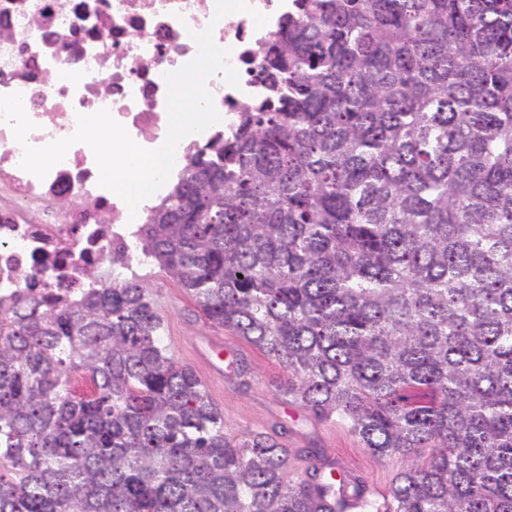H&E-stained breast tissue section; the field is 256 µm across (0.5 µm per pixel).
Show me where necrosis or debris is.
<instances>
[{
  "mask_svg": "<svg viewBox=\"0 0 512 512\" xmlns=\"http://www.w3.org/2000/svg\"><path fill=\"white\" fill-rule=\"evenodd\" d=\"M268 22L256 27L239 12L214 20V0H0V95L21 93L35 128L27 144L70 136L77 115L109 110L130 137L158 148L168 131L167 72L193 59V33L213 26L228 49L237 85L222 75L207 82L220 124L183 138L173 175L189 158L237 126L239 110L263 95L254 79L260 49L275 40L292 0H249ZM22 144L0 121V310L19 294L75 297L112 280V258L141 265L136 225L168 196L161 187L137 212L100 187L91 148L74 144L45 178L23 170Z\"/></svg>",
  "mask_w": 512,
  "mask_h": 512,
  "instance_id": "obj_1",
  "label": "necrosis or debris"
}]
</instances>
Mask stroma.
Masks as SVG:
<instances>
[{
	"instance_id": "35a3bbf8",
	"label": "stroma",
	"mask_w": 512,
	"mask_h": 512,
	"mask_svg": "<svg viewBox=\"0 0 512 512\" xmlns=\"http://www.w3.org/2000/svg\"><path fill=\"white\" fill-rule=\"evenodd\" d=\"M143 273L167 323L165 344L180 363L193 367L202 378L224 414L226 433L235 435L248 427H284L289 448L321 449L345 474L386 491L392 474L400 465L398 458H371L343 426L318 420L300 405L281 399L275 387L284 381L286 373L277 362L238 337L211 328L195 302L158 267L144 268ZM208 336L221 341L225 349L247 361L250 372L246 380L214 370L204 343Z\"/></svg>"
}]
</instances>
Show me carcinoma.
I'll use <instances>...</instances> for the list:
<instances>
[{"mask_svg":"<svg viewBox=\"0 0 512 512\" xmlns=\"http://www.w3.org/2000/svg\"><path fill=\"white\" fill-rule=\"evenodd\" d=\"M257 77L138 240L389 490L224 432L122 276L0 314V512H512V0H294Z\"/></svg>","mask_w":512,"mask_h":512,"instance_id":"obj_1","label":"carcinoma"}]
</instances>
